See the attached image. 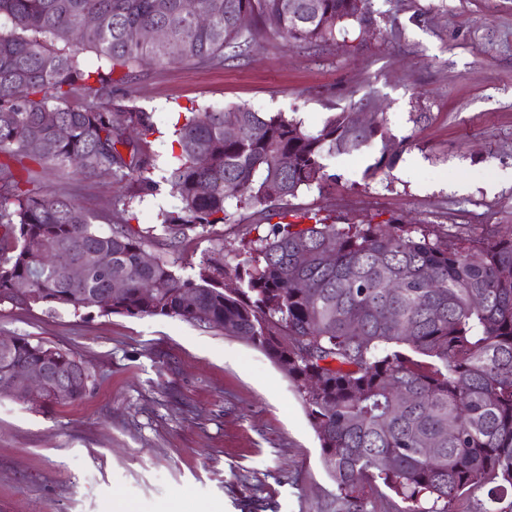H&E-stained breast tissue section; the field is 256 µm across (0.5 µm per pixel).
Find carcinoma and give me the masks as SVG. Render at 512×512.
Listing matches in <instances>:
<instances>
[{"label": "carcinoma", "instance_id": "1", "mask_svg": "<svg viewBox=\"0 0 512 512\" xmlns=\"http://www.w3.org/2000/svg\"><path fill=\"white\" fill-rule=\"evenodd\" d=\"M196 9L208 24L182 0H0V304L177 317L243 337L296 386L336 483V512H379L388 490L400 498L396 512H455L476 493L483 512H497L512 490V228L442 235L392 220L330 223L290 207L301 189L336 183L331 157L378 140L369 170L392 166L382 113L355 120L367 101L330 113L315 132L283 112H191L173 131L167 175L154 179L155 115L113 97L116 73L245 51L253 33L239 27L243 13L291 45L327 44L351 22L376 25L370 0H196ZM148 27L166 38L145 39ZM85 51L102 65L84 67ZM90 95L99 105L74 104ZM74 157L81 173L105 171L127 186L124 209L169 186L181 202L162 214L172 243L191 233L212 240L232 204L260 209L267 231L229 262L203 254L188 274L162 258L145 264L153 228L104 232L74 201L21 188L24 160L65 168ZM60 252L85 265L83 278L56 264ZM231 278L239 287H226ZM18 281L29 294L13 292ZM49 351L15 337L0 355V397H21L13 363L36 365ZM52 355L45 405L83 399L89 372H76L68 351Z\"/></svg>", "mask_w": 512, "mask_h": 512}]
</instances>
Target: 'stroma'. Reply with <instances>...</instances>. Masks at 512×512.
<instances>
[{"label": "stroma", "instance_id": "obj_1", "mask_svg": "<svg viewBox=\"0 0 512 512\" xmlns=\"http://www.w3.org/2000/svg\"><path fill=\"white\" fill-rule=\"evenodd\" d=\"M371 6L373 32L293 46L260 31L239 58L132 67L114 95L154 112L162 169L186 109L283 112L314 131L369 96L404 143L394 166L370 172L375 146L333 158L336 185L299 191L293 208L352 224L512 225V0ZM28 169L32 188L73 200L98 229L124 220L110 175ZM262 221L235 210L217 228L225 250ZM19 335L73 352L91 383L64 405L0 398V512H167L186 494L206 512H336L299 393L247 340L176 317L0 305V336Z\"/></svg>", "mask_w": 512, "mask_h": 512}]
</instances>
